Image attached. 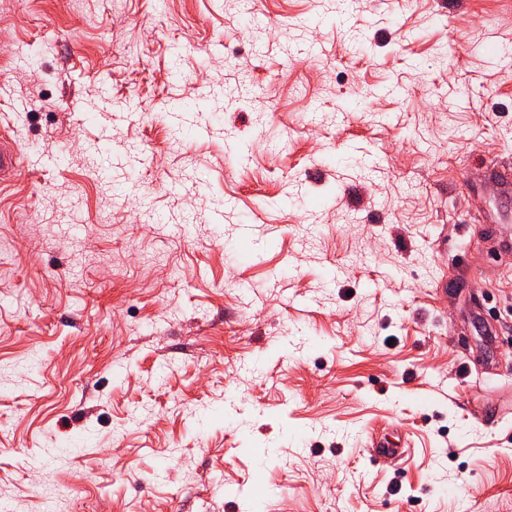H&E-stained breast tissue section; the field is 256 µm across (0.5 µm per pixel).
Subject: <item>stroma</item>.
<instances>
[{"label":"stroma","instance_id":"obj_1","mask_svg":"<svg viewBox=\"0 0 512 512\" xmlns=\"http://www.w3.org/2000/svg\"><path fill=\"white\" fill-rule=\"evenodd\" d=\"M337 2L0 0V508L512 512V0ZM20 167V153L8 135H1L0 141V181L5 175L17 172ZM489 178L499 185L500 196L504 200L505 204H508L506 208L499 211V217L501 220L511 222L512 219V173L511 170L499 169L498 167H492L489 170Z\"/></svg>","mask_w":512,"mask_h":512}]
</instances>
